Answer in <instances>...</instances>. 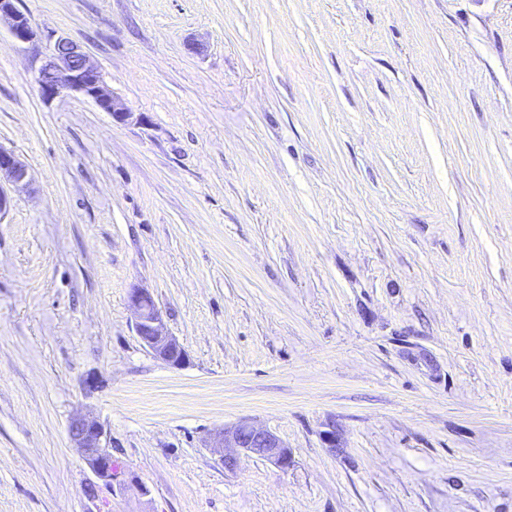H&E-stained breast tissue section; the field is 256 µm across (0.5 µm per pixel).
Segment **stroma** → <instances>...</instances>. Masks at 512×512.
Instances as JSON below:
<instances>
[{"instance_id":"35a3bbf8","label":"stroma","mask_w":512,"mask_h":512,"mask_svg":"<svg viewBox=\"0 0 512 512\" xmlns=\"http://www.w3.org/2000/svg\"><path fill=\"white\" fill-rule=\"evenodd\" d=\"M18 7L134 118L0 24V512H512V0ZM244 419L289 469H225ZM17 3L18 0H0V23L7 20L16 44L29 45L36 51L40 60L36 75L42 97L50 100L64 91H72L91 99L116 122L132 119L133 113L113 95L99 69L77 43L58 36L49 41L45 52L39 50L41 35ZM28 181L27 166L13 151L0 146V215L10 206V197L4 187L21 190L27 186ZM150 300L153 298L145 288H133L130 293V304L136 314V335L155 357L171 366H181L186 362V353L168 331L156 304H149ZM68 434L91 471L98 478L105 479L102 475L110 471L112 453L109 450L110 437L103 425L94 416L85 415L69 423ZM209 448H217L227 470L236 468L240 455L264 459L283 469L293 463L291 451L274 433L247 420L225 428ZM226 448L233 450L224 453Z\"/></svg>"}]
</instances>
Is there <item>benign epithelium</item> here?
<instances>
[{
  "label": "benign epithelium",
  "mask_w": 512,
  "mask_h": 512,
  "mask_svg": "<svg viewBox=\"0 0 512 512\" xmlns=\"http://www.w3.org/2000/svg\"><path fill=\"white\" fill-rule=\"evenodd\" d=\"M17 3L18 0H0V20L8 22L15 43L36 50L40 60L36 75L42 97L50 100L64 91H72L91 99L119 123L132 119L133 113L113 95L99 69L77 43L58 36L49 41L45 51L38 50L41 35ZM28 181L27 166L13 151L0 146V215L10 206L5 187L21 190ZM150 300L152 296L145 288H134L130 293V304L136 314V335L155 357L171 366H181L186 362V353L168 331L158 307L149 304ZM68 434L97 477L109 473L112 466L110 437L95 417L85 415L73 419L68 425ZM212 447L220 453V460L228 470L236 468L241 455L264 459L283 469L293 463L291 451L274 433L247 420L224 429Z\"/></svg>",
  "instance_id": "1"
}]
</instances>
